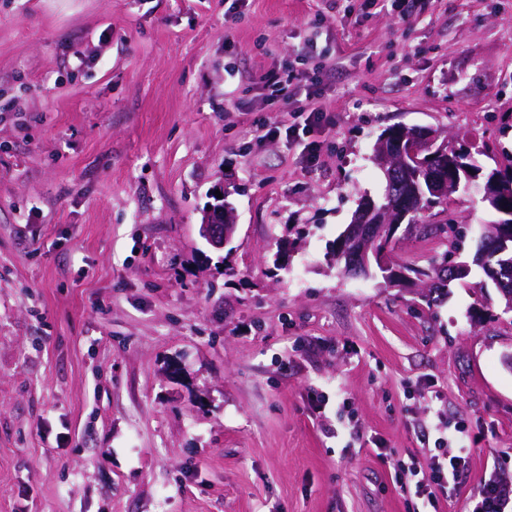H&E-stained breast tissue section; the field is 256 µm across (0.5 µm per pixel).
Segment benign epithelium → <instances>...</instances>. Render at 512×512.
<instances>
[{"instance_id": "7a95c632", "label": "benign epithelium", "mask_w": 512, "mask_h": 512, "mask_svg": "<svg viewBox=\"0 0 512 512\" xmlns=\"http://www.w3.org/2000/svg\"><path fill=\"white\" fill-rule=\"evenodd\" d=\"M376 160L385 175V197L390 204L380 207L370 196L360 200L344 233L354 247L340 254L345 261V271L351 274H369L372 257L382 267H389L386 251L379 250L378 243L384 241L388 225L401 223L420 207L421 196L415 184L418 174L425 176L431 200L436 205L450 199L462 179L470 184L477 180L470 164L471 154L448 139L438 140L430 130L404 126L387 129L377 143ZM499 184L498 175L484 180L483 200L505 217L504 223L510 224L512 208L503 206L490 191ZM235 231V215L227 206L209 211L205 224L201 225L202 236L216 250L229 244ZM490 250L509 257L512 263V234L500 226L483 232L474 262L484 263Z\"/></svg>"}]
</instances>
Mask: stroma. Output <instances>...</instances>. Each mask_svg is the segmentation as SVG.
Wrapping results in <instances>:
<instances>
[{
    "label": "stroma",
    "instance_id": "obj_1",
    "mask_svg": "<svg viewBox=\"0 0 512 512\" xmlns=\"http://www.w3.org/2000/svg\"><path fill=\"white\" fill-rule=\"evenodd\" d=\"M393 126L512 160V0H0V512H472L512 484V313L481 268L437 295L328 257ZM481 197L419 221L465 222L472 257ZM457 421L433 507L394 466ZM236 221L233 211L224 205L214 213L210 210L201 224V234L205 240L216 250L224 249L233 238L236 231ZM507 501L494 481L485 482L478 493L473 512H505Z\"/></svg>",
    "mask_w": 512,
    "mask_h": 512
}]
</instances>
